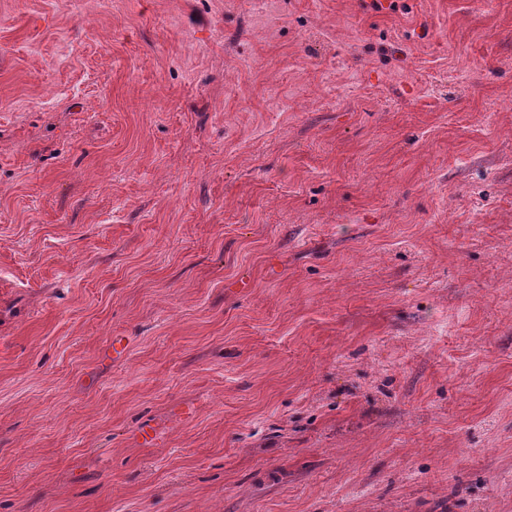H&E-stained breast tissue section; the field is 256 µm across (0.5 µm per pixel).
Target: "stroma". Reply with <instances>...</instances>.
<instances>
[{"label":"stroma","instance_id":"stroma-1","mask_svg":"<svg viewBox=\"0 0 512 512\" xmlns=\"http://www.w3.org/2000/svg\"><path fill=\"white\" fill-rule=\"evenodd\" d=\"M0 512H512V0H0Z\"/></svg>","mask_w":512,"mask_h":512}]
</instances>
